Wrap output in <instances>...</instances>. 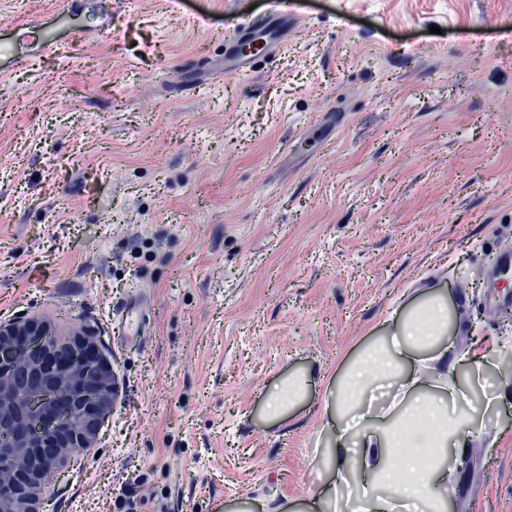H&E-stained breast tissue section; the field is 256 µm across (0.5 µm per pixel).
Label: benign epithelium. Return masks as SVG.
I'll list each match as a JSON object with an SVG mask.
<instances>
[{"instance_id": "7a95c632", "label": "benign epithelium", "mask_w": 512, "mask_h": 512, "mask_svg": "<svg viewBox=\"0 0 512 512\" xmlns=\"http://www.w3.org/2000/svg\"><path fill=\"white\" fill-rule=\"evenodd\" d=\"M92 333L58 332L30 316L0 323V512H41L48 476L68 455L94 447L112 407L115 382L109 367L89 350Z\"/></svg>"}]
</instances>
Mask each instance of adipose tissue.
<instances>
[{
	"mask_svg": "<svg viewBox=\"0 0 512 512\" xmlns=\"http://www.w3.org/2000/svg\"><path fill=\"white\" fill-rule=\"evenodd\" d=\"M450 325L447 300L428 294L394 319L387 342L368 347L330 381L328 493L358 477L366 512H396L402 499L415 512H443L444 460L465 455L474 421L460 412L465 397L447 375L456 362L444 341ZM380 388L391 399L378 411L372 401Z\"/></svg>",
	"mask_w": 512,
	"mask_h": 512,
	"instance_id": "ef3b65f1",
	"label": "adipose tissue"
}]
</instances>
